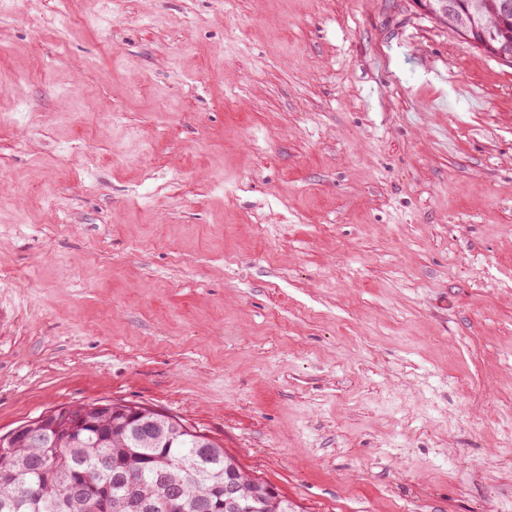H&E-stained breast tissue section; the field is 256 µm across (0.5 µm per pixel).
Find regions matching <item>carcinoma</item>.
Listing matches in <instances>:
<instances>
[{"label":"carcinoma","mask_w":512,"mask_h":512,"mask_svg":"<svg viewBox=\"0 0 512 512\" xmlns=\"http://www.w3.org/2000/svg\"><path fill=\"white\" fill-rule=\"evenodd\" d=\"M477 0H448L451 13L441 24L457 32L456 18L473 15L476 24L495 29L501 23L499 5L503 0H482L481 12H476ZM144 416L128 420L125 408L96 420L92 429L79 432L76 440L45 432L43 442L16 447L0 436V512H58L56 505L63 495V476L33 464L36 459L55 460L69 467L89 483L111 487L113 500L104 505L91 495L77 512H125L115 505L126 492V486L115 481L122 474L134 485L138 495L149 502L159 498L158 477L182 489V512H196V504L212 495L213 490L227 483L240 487V504H252L260 494L263 512H294L292 504L271 485L252 478L242 471L236 459L212 442L209 458L196 467L186 461L195 457L200 438L193 430L171 416L154 414L143 409Z\"/></svg>","instance_id":"carcinoma-1"}]
</instances>
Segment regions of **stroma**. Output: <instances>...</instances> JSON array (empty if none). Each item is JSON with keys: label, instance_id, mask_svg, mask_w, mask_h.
<instances>
[{"label": "stroma", "instance_id": "1", "mask_svg": "<svg viewBox=\"0 0 512 512\" xmlns=\"http://www.w3.org/2000/svg\"><path fill=\"white\" fill-rule=\"evenodd\" d=\"M102 15L0 14V435L127 402L295 512H512V61L413 0Z\"/></svg>", "mask_w": 512, "mask_h": 512}]
</instances>
